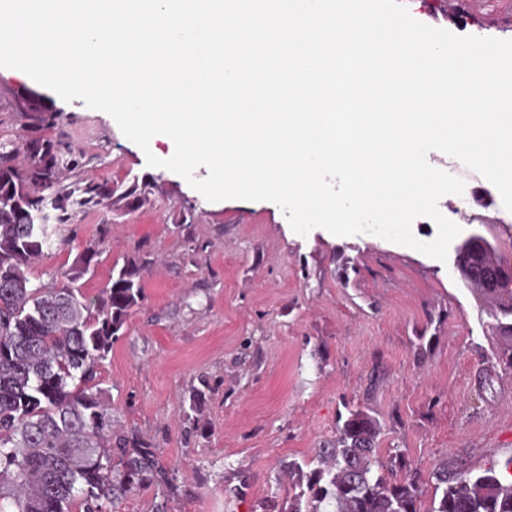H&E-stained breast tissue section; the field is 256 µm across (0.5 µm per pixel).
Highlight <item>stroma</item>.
Masks as SVG:
<instances>
[{
  "instance_id": "35a3bbf8",
  "label": "stroma",
  "mask_w": 512,
  "mask_h": 512,
  "mask_svg": "<svg viewBox=\"0 0 512 512\" xmlns=\"http://www.w3.org/2000/svg\"><path fill=\"white\" fill-rule=\"evenodd\" d=\"M411 16L459 36L512 39L501 0H402ZM44 138L70 151L66 182L135 188L73 210L68 241L32 264V286L61 284L87 248L97 256L80 281L86 297L113 270L145 260L143 298L99 381L125 431L155 448L176 473L174 494L150 486L117 512H280L290 461L316 467L336 445L352 406L381 423V460L401 454L397 476L416 472L430 508L434 473L495 469L512 482V371L497 364L489 304L461 280L454 260L362 233L316 228L299 235L270 201H207L181 176L147 163L172 142L143 151L106 112L65 101L22 71L0 68V142ZM430 165L457 168L468 214L441 213L463 234L482 233L512 252V211L496 187L439 151ZM210 388L199 411L190 395Z\"/></svg>"
}]
</instances>
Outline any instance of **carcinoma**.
<instances>
[{"instance_id": "cac0c4a2", "label": "carcinoma", "mask_w": 512, "mask_h": 512, "mask_svg": "<svg viewBox=\"0 0 512 512\" xmlns=\"http://www.w3.org/2000/svg\"><path fill=\"white\" fill-rule=\"evenodd\" d=\"M27 164H11L13 144L0 142V502L13 512H105L136 486L165 474L154 449L114 430L112 407L98 370L142 299L139 261L111 275L89 299L76 283L96 252L86 251L59 287L33 288L29 267L56 243L68 208L112 199L117 188L61 182L66 161L49 140L26 142ZM56 212L54 224L28 216ZM462 281L492 303L489 329L496 359L512 371V289L492 288V271L464 263ZM338 448L322 451V466L288 464L294 493L284 512H422L417 477L393 481L380 460L377 420L361 408L338 427ZM440 492L428 512H512V484L495 470L435 473Z\"/></svg>"}]
</instances>
